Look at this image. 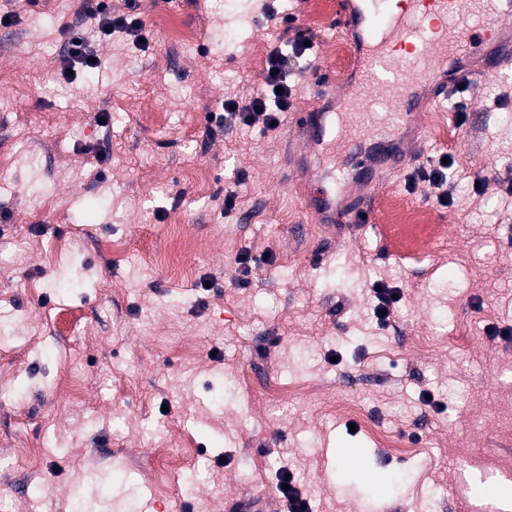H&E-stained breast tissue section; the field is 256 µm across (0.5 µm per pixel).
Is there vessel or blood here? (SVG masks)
<instances>
[{
    "instance_id": "1",
    "label": "vessel or blood",
    "mask_w": 512,
    "mask_h": 512,
    "mask_svg": "<svg viewBox=\"0 0 512 512\" xmlns=\"http://www.w3.org/2000/svg\"><path fill=\"white\" fill-rule=\"evenodd\" d=\"M336 26L353 50L347 78L318 73L314 103L290 113L295 155L306 178L327 184L307 198L317 224L363 221L366 211L341 197L342 185L378 187L388 170H402L418 155L413 126L372 140L343 134V117L370 93L387 94V109L414 114L447 98L457 85L483 83L512 68V0H341Z\"/></svg>"
}]
</instances>
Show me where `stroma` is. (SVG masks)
I'll return each mask as SVG.
<instances>
[{"instance_id":"obj_1","label":"stroma","mask_w":512,"mask_h":512,"mask_svg":"<svg viewBox=\"0 0 512 512\" xmlns=\"http://www.w3.org/2000/svg\"><path fill=\"white\" fill-rule=\"evenodd\" d=\"M338 2L141 0L148 48L93 39L98 68L72 80L63 29L82 0H39L0 25L7 512H72L78 492L90 512H228L284 465L311 512H479L469 475L485 461L512 474V78L469 90L465 115L445 101L448 135L426 129L424 157L453 160L448 205L399 172L365 195L372 222L333 235L303 207L287 113L272 130L208 126L301 35L316 54L289 81L293 107L309 105L307 75L338 65ZM169 17L194 48L164 33ZM389 193L428 214L422 260L397 255ZM176 236L200 245L183 267L168 258ZM245 254L268 260L242 287ZM379 282L400 292L384 327ZM64 369L78 400L54 392ZM165 429L177 435L161 464L150 450ZM385 473L394 487L372 490Z\"/></svg>"}]
</instances>
